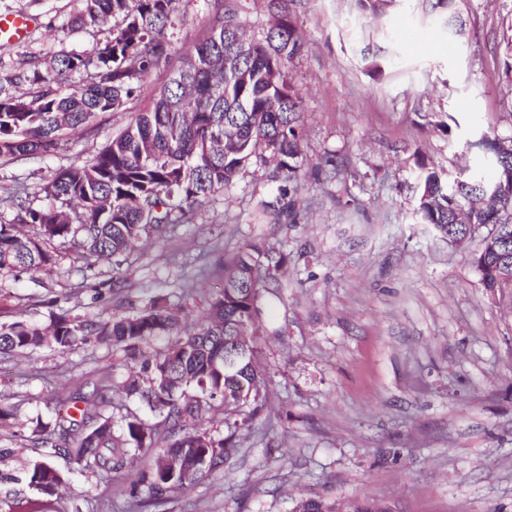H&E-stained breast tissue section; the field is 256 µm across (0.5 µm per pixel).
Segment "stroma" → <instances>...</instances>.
Instances as JSON below:
<instances>
[{
	"label": "stroma",
	"mask_w": 512,
	"mask_h": 512,
	"mask_svg": "<svg viewBox=\"0 0 512 512\" xmlns=\"http://www.w3.org/2000/svg\"><path fill=\"white\" fill-rule=\"evenodd\" d=\"M82 0H0L24 13L26 41L0 40V85L20 67L105 41L109 26L76 30ZM214 0H176L165 35L168 65L138 96L92 129L66 136L53 156L0 159V196L37 208L56 169L106 146L167 83L203 39ZM306 40L290 66L302 96L301 189L294 210L279 200L272 163L252 160L234 183L183 224L145 241L113 278L110 262L87 266L73 240L48 241L55 272L0 273V322L49 323L60 310L120 316L185 285V257L213 271L184 301L204 310L222 264L256 242L286 257L265 294L258 340L271 414L223 471L145 512H291L295 499L364 495L394 512H512V301L492 299L459 245L421 223L416 172L441 178L473 165L464 144L487 132L512 139V86L502 73L512 0H454L464 23L449 32L425 0H395L381 15L357 0H293ZM448 120L442 133L436 121ZM338 165H330V157ZM127 359L95 344L0 356V396L19 406L25 431L90 382L121 379ZM0 447L19 476L9 502L28 512L37 493L22 476L37 451L0 427ZM72 485L53 512H117L132 475L103 482L58 459Z\"/></svg>",
	"instance_id": "obj_1"
}]
</instances>
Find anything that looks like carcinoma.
Returning a JSON list of instances; mask_svg holds the SVG:
<instances>
[{
  "label": "carcinoma",
  "mask_w": 512,
  "mask_h": 512,
  "mask_svg": "<svg viewBox=\"0 0 512 512\" xmlns=\"http://www.w3.org/2000/svg\"><path fill=\"white\" fill-rule=\"evenodd\" d=\"M72 21L77 28L112 18L118 24L105 42L82 53L62 54L44 70L20 69L9 79L29 95L0 86V158L51 156L69 131L91 128L103 114L137 96L150 74L169 62L164 29L175 0H83ZM277 22L259 38H247L238 0H215L205 38L186 55L169 84L111 143L89 162L61 167L47 185L52 204L32 208L15 195L17 223L0 224V270L50 272L54 256L41 242L81 234L85 257L113 260L152 233L181 222L203 199L232 185L254 158L270 156L297 192L301 172L302 111L289 64L305 49L297 19L269 0ZM92 72L91 82L62 89L63 76ZM481 169L443 181L418 164L417 212L453 241H471L478 229L500 232V247L478 245L470 264L483 287L500 297L512 288V156L499 152L487 133L465 142ZM282 256L248 244L224 263V287L204 316L181 326L182 303L159 297L130 314L97 320L62 311L47 325L0 323V353L19 357L52 345L74 350L95 342L121 350L140 372L112 384L103 373L89 394L76 392L77 412L56 408L39 423L30 442L47 452L32 460L28 485L49 509L68 477L52 457L64 455L82 472L107 474L138 468L129 492L136 506L161 503L224 469L269 409L266 368L258 349L260 301L266 276ZM165 339L163 348L155 343ZM136 399L149 423L126 410L115 423L110 393ZM294 512H392L375 498L297 501Z\"/></svg>",
  "instance_id": "1"
}]
</instances>
